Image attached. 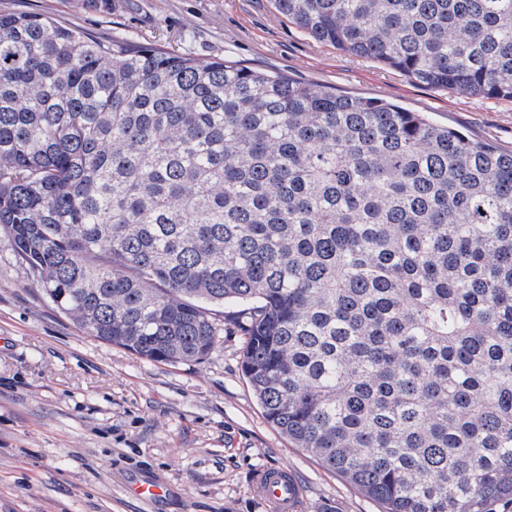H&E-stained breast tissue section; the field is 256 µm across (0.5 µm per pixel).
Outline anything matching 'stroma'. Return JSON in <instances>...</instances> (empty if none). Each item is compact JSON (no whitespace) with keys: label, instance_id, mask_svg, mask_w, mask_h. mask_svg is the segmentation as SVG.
Instances as JSON below:
<instances>
[{"label":"stroma","instance_id":"35a3bbf8","mask_svg":"<svg viewBox=\"0 0 512 512\" xmlns=\"http://www.w3.org/2000/svg\"><path fill=\"white\" fill-rule=\"evenodd\" d=\"M96 35L223 57L291 79L400 104L512 150V100L424 86L313 41L274 0H14ZM225 323L204 360L153 362L84 335L0 240V512H273L258 474L285 469L300 512L379 505L264 417ZM150 476L164 496L127 485Z\"/></svg>","mask_w":512,"mask_h":512}]
</instances>
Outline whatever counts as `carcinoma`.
Masks as SVG:
<instances>
[{"mask_svg":"<svg viewBox=\"0 0 512 512\" xmlns=\"http://www.w3.org/2000/svg\"><path fill=\"white\" fill-rule=\"evenodd\" d=\"M275 5L419 84L512 100V0ZM0 239L147 360H203L237 323L267 421L381 512L512 509V151L0 8Z\"/></svg>","mask_w":512,"mask_h":512,"instance_id":"carcinoma-1","label":"carcinoma"}]
</instances>
